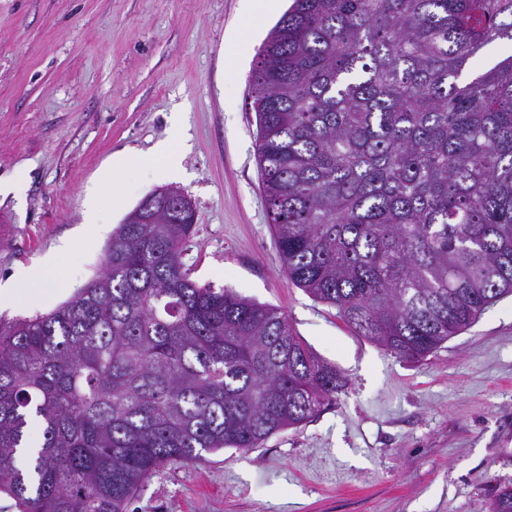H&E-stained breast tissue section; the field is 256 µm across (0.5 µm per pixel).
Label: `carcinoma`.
<instances>
[{"instance_id":"obj_1","label":"carcinoma","mask_w":512,"mask_h":512,"mask_svg":"<svg viewBox=\"0 0 512 512\" xmlns=\"http://www.w3.org/2000/svg\"><path fill=\"white\" fill-rule=\"evenodd\" d=\"M512 0H292L257 53V166L288 281L422 360L512 294ZM159 189L47 314L0 318V497L127 512L169 463L250 450L345 386L278 308L199 286ZM42 430L27 449L28 431ZM491 512H512V484ZM512 53V45L507 40H498L486 46L474 60L475 72L485 71Z\"/></svg>"}]
</instances>
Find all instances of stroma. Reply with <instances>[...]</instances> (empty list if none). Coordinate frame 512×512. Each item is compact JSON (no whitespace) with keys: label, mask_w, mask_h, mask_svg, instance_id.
I'll list each match as a JSON object with an SVG mask.
<instances>
[{"label":"stroma","mask_w":512,"mask_h":512,"mask_svg":"<svg viewBox=\"0 0 512 512\" xmlns=\"http://www.w3.org/2000/svg\"><path fill=\"white\" fill-rule=\"evenodd\" d=\"M279 19L244 0H0V287L68 244L64 290L99 269L113 229L174 188L195 209L182 254L193 281L273 304L347 384L312 419L261 447L174 463L127 512H490L512 480V295L421 361L354 333L288 283L255 157L251 75ZM183 142L179 168L115 166ZM98 187L103 230L80 236Z\"/></svg>","instance_id":"stroma-1"}]
</instances>
